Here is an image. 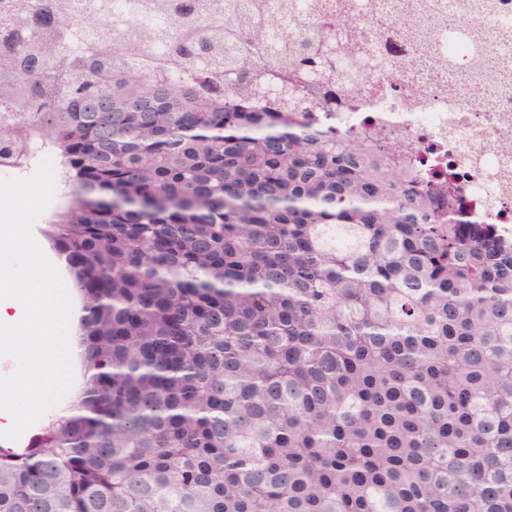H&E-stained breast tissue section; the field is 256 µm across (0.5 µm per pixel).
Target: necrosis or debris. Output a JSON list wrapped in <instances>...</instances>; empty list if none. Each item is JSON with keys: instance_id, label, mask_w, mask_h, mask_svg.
Segmentation results:
<instances>
[{"instance_id": "4bbe7bcc", "label": "necrosis or debris", "mask_w": 512, "mask_h": 512, "mask_svg": "<svg viewBox=\"0 0 512 512\" xmlns=\"http://www.w3.org/2000/svg\"><path fill=\"white\" fill-rule=\"evenodd\" d=\"M379 25H361L346 41L350 55L382 56L386 75L370 78L371 91L357 111L337 109L331 124L342 132L372 128L386 138L401 141L410 154L419 156L431 172H454L463 186L467 220L492 224L497 234L512 241V157H503L501 141L512 139V51L509 69L502 74L495 94L477 77L474 66L483 53L477 29L497 28L501 45L512 48V0L490 15L435 0L438 12L427 13L434 25H446L449 37L441 47L424 48L409 41L395 24L400 0H380ZM451 57L455 68L436 65V57ZM419 86L422 101L413 112L402 111L398 88ZM488 101L476 111L475 101Z\"/></svg>"}]
</instances>
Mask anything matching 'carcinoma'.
<instances>
[{
    "mask_svg": "<svg viewBox=\"0 0 512 512\" xmlns=\"http://www.w3.org/2000/svg\"><path fill=\"white\" fill-rule=\"evenodd\" d=\"M305 10L66 0L58 49L0 61V157L62 166L42 235L89 371L0 451V512H512V244L454 176L313 115L386 65ZM44 159H49L51 161L53 172L56 173L59 168L57 157L54 153H52L49 147L37 140L32 144V155L30 158H28L26 165L22 167H16L11 165V163H8V161L2 160L1 163L0 159V172L4 174H10L23 171L33 166H39V164ZM58 194H59V192H57L55 190V195H54V199H53L52 204L50 205L48 210L41 216V218L35 223V225L33 227V235H34L36 241L41 244V248H42L43 252L49 253L53 257L54 262H55V266L59 270V273H60V275L62 277V280L64 282V285H65V288H71L72 289V295H71L72 296V302H73L74 309L76 310V312L78 314L76 300L79 302V298H78L76 289H75V287L73 285V282H72L70 276L67 273V269H66L62 259L58 256V254L54 250L49 248L48 244L46 243V241L44 240V238L42 237V235L40 233V228H42L44 226V222L46 220H48L53 215L54 211L60 205L65 204V202L68 200V198H64L62 201H58Z\"/></svg>",
    "mask_w": 512,
    "mask_h": 512,
    "instance_id": "cac0c4a2",
    "label": "carcinoma"
}]
</instances>
